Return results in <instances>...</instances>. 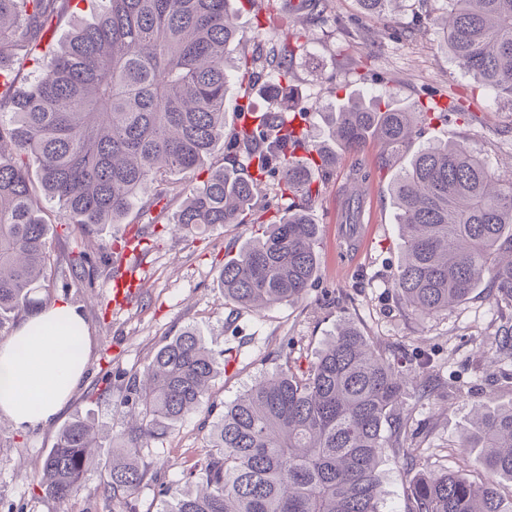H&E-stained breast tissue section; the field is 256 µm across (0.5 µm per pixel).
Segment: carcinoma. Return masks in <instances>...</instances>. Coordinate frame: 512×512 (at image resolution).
Returning a JSON list of instances; mask_svg holds the SVG:
<instances>
[{
  "mask_svg": "<svg viewBox=\"0 0 512 512\" xmlns=\"http://www.w3.org/2000/svg\"><path fill=\"white\" fill-rule=\"evenodd\" d=\"M95 22L75 27L26 92L0 85V328L30 313L32 294L48 288L46 271L60 262L76 280L112 276V256L95 262L81 246L96 224H119L140 200L167 207L183 197L175 223L202 231L217 224H256L260 235L224 262V300L258 309L302 298L319 272V226L306 209L319 195L312 170L370 141L399 153L431 105L393 108L382 95L360 94L328 113L324 141L298 133L305 112L292 105L293 49L265 59H233L245 40L229 0H101ZM301 18H322L327 0H302ZM369 15L390 20L399 0H358ZM441 29L451 59L496 101L512 105V0H442ZM71 0H0V70L14 43L26 38L40 64L46 30ZM235 71L249 91L262 83L269 99L259 123L224 136V95ZM224 164L204 169L219 142ZM39 168L40 190L29 178ZM207 171L178 189L167 173ZM277 179L287 214L256 204L258 186ZM369 171L352 169L359 196ZM403 252L393 273L400 303L432 318L466 300L482 282L512 307V175L492 170L455 141L415 153L392 186ZM59 210L72 246L51 254L43 201ZM224 354L185 328L161 347L142 375L129 378L118 406L139 407L135 421L115 436L104 496L127 501L147 470L142 449L193 411ZM435 389L428 363L414 366L363 336L352 324L336 334L302 370L285 366L257 380L210 432V453L198 469V494L169 487L165 512H382L379 470L386 451L406 466L422 448L401 412L408 385ZM94 424L75 418L56 436L41 467L40 488L56 499L72 496L95 457ZM460 447L476 448L487 473L482 482L441 472L413 479L405 512H512L499 478L512 480V405L475 409Z\"/></svg>",
  "mask_w": 512,
  "mask_h": 512,
  "instance_id": "carcinoma-1",
  "label": "carcinoma"
}]
</instances>
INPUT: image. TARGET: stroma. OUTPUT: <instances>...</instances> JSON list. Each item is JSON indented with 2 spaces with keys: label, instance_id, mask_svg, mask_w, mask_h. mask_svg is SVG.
Masks as SVG:
<instances>
[{
  "label": "stroma",
  "instance_id": "1",
  "mask_svg": "<svg viewBox=\"0 0 512 512\" xmlns=\"http://www.w3.org/2000/svg\"><path fill=\"white\" fill-rule=\"evenodd\" d=\"M289 0H276L274 27L256 26L252 8L230 0L236 23L246 36L240 50L269 54L282 41L290 17ZM440 0H402L396 23L364 16L357 0H329L328 17L308 22L293 57L292 84L298 106L308 114L312 139H322L324 114L348 96L383 93L397 106L457 95L463 115L448 112L418 125L411 144L377 169L381 151L370 143L356 157H342L330 176L314 172L320 195L309 213L320 227L316 247L319 274L302 299L253 311L228 304L219 277L228 253L244 247L251 228L226 224L201 233L173 231V211L134 207L119 224L93 227L86 237L90 253L100 255L113 239L141 231L148 254L128 255L137 293L132 300L110 303L112 282L98 278L86 288L49 269V290H38L43 304L63 300L80 307L90 345L85 375L56 419L44 427L22 430L0 416V512H163L167 487L196 492L193 472L207 459L206 437L233 402L253 382L277 370L285 360L312 361L339 325L358 327L370 340L409 358L427 360L446 386L422 398L414 390L403 397L405 414L420 433L425 453L414 471L393 455L380 465L386 497L383 512H402L410 473L454 471L477 481L482 477L473 458L456 446L475 407L512 404V359L497 360L493 348L512 320V308L495 303L480 287L448 312L420 319L399 302L391 274L402 258L401 231L391 183L422 147L439 140L466 144L498 172L512 171V110L460 69L442 48V33L424 23ZM356 30L348 38L339 26ZM374 169L357 205L358 247L344 251L348 232L343 217L350 207L347 174L352 161ZM188 326L198 328L207 345L223 353L224 370L215 377L199 407L142 455L147 477L131 503L110 502L102 494L112 461V436L127 427L132 408H117L114 399L129 376L142 372L156 351ZM112 375V395L98 393L104 373ZM77 417L95 422L100 448L81 490L61 501L45 496L36 475L63 427Z\"/></svg>",
  "mask_w": 512,
  "mask_h": 512
}]
</instances>
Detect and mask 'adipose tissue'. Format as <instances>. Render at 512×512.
<instances>
[{"label":"adipose tissue","instance_id":"ef3b65f1","mask_svg":"<svg viewBox=\"0 0 512 512\" xmlns=\"http://www.w3.org/2000/svg\"><path fill=\"white\" fill-rule=\"evenodd\" d=\"M85 320L57 301L0 344V415L15 427L45 425L70 397L86 363Z\"/></svg>","mask_w":512,"mask_h":512}]
</instances>
